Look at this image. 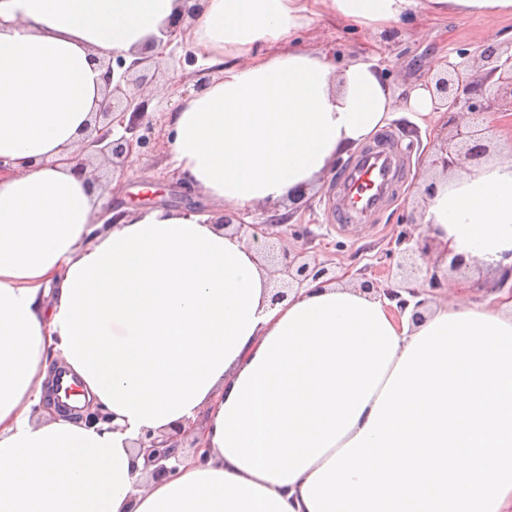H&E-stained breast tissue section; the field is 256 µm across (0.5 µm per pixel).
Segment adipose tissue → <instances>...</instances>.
Listing matches in <instances>:
<instances>
[{"mask_svg":"<svg viewBox=\"0 0 512 512\" xmlns=\"http://www.w3.org/2000/svg\"><path fill=\"white\" fill-rule=\"evenodd\" d=\"M220 75L170 113L176 169L239 214L312 186L397 110L371 56L291 49L311 24L386 26L512 0H200ZM186 0H0V512H512V295L411 322L342 284L272 302L270 275L215 216L143 208L104 225L73 157L104 100L102 58L152 47ZM434 239L512 265V158L441 180ZM61 359L73 408L33 415ZM192 428L207 462L151 480L130 446Z\"/></svg>","mask_w":512,"mask_h":512,"instance_id":"ef3b65f1","label":"adipose tissue"}]
</instances>
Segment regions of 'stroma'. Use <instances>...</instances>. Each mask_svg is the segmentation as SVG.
Returning a JSON list of instances; mask_svg holds the SVG:
<instances>
[{
  "instance_id": "stroma-1",
  "label": "stroma",
  "mask_w": 512,
  "mask_h": 512,
  "mask_svg": "<svg viewBox=\"0 0 512 512\" xmlns=\"http://www.w3.org/2000/svg\"><path fill=\"white\" fill-rule=\"evenodd\" d=\"M491 26L502 35L499 49L512 50V15L490 20L452 14L435 19L424 10L403 17L381 32L358 29L340 20L319 21L300 31L293 46L313 55H331L340 68L372 50H381L385 58L381 73L391 89L398 91L413 81H431L439 65L458 61L460 53L479 55L486 46L485 31ZM193 50L190 38L177 40L170 47L166 67L147 70L142 97L148 104V119L153 125L149 148L144 155L134 157L122 173L123 193L102 196V203L112 204L121 211L139 205L142 189L135 178L139 168L151 171L155 190L163 199H170L178 176L170 161L166 126L169 113L177 109L181 97L167 95L166 89L176 83L182 90L181 96H189L195 94L199 78L212 79L218 74L216 68L194 59ZM389 126L400 136L397 157L402 178L393 184L380 209L362 223L335 221L336 210L342 204L336 178L349 167L351 160L347 157L338 158L322 177L320 186L307 190L296 203L263 202L245 216V223L262 224L273 215L284 217L282 245L294 252L308 251L336 271L345 269L358 273L387 265L388 253L400 237L406 234L416 237L427 229L423 222H411L410 216L423 213L420 186L429 155L451 134L446 121L424 128L410 112L395 113ZM442 255L437 242L433 241L421 262L423 268L439 269L438 284L430 292L431 302H448V284L452 281L461 283L466 290L465 298L471 303L481 301L484 289L495 286L494 275L477 266L461 274L439 268Z\"/></svg>"
}]
</instances>
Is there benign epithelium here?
<instances>
[{
  "label": "benign epithelium",
  "instance_id": "1",
  "mask_svg": "<svg viewBox=\"0 0 512 512\" xmlns=\"http://www.w3.org/2000/svg\"><path fill=\"white\" fill-rule=\"evenodd\" d=\"M460 57L461 62L447 63L431 79L428 89L434 105L478 116L490 111L495 114L512 113V54L505 56L497 48L488 47L481 54L482 66L470 61L466 52L460 53ZM145 63L158 69L165 64V60L139 51L129 63L121 57L117 58L115 65L110 59L104 61L106 104L95 113L94 125L88 128L87 135L78 146L76 158L80 168H93L100 161L112 165L114 170L122 171L133 156L149 145L150 138L139 134L142 128L151 129L145 105L130 90V87H138L145 80L144 74L133 76L135 70ZM116 126L123 129L122 134H114ZM488 132L489 129L473 122L464 126L456 125L452 145H441L431 152L429 169L447 175L458 169L479 167L488 162L495 154ZM220 226L233 230L236 235L246 227L251 229L252 244L271 267L270 273L288 277L272 294L274 302L287 297V292L293 287L301 288L310 280L324 278L328 283L336 281V278L329 276L326 266L307 261L305 253L292 252L287 248L275 249L269 243L271 233L268 232V224H235L224 219L220 221ZM397 246L399 249L390 251L392 263L386 271L387 285L382 288L379 282L365 279L360 283V288L387 298L403 311L409 306L404 294L416 298L425 292V289L411 288L409 284L420 281L432 283L436 280V274L423 273L417 263L416 255L422 256L427 251L425 239H418L413 246H407L405 241L400 240ZM180 437L190 439L191 454L205 458L200 453L202 446L198 438H190V433L180 427L163 434L146 430L133 441L138 453L143 455L144 470L153 479L163 480L176 470V463L182 457L178 444Z\"/></svg>",
  "mask_w": 512,
  "mask_h": 512
}]
</instances>
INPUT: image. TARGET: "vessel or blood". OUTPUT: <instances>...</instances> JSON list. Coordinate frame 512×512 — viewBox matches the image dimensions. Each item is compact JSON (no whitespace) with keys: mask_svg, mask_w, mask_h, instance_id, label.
<instances>
[{"mask_svg":"<svg viewBox=\"0 0 512 512\" xmlns=\"http://www.w3.org/2000/svg\"><path fill=\"white\" fill-rule=\"evenodd\" d=\"M396 144L394 132L386 131L380 144L350 164L343 178L346 204L339 215L341 223H353L383 202L397 177L394 159Z\"/></svg>","mask_w":512,"mask_h":512,"instance_id":"vessel-or-blood-1","label":"vessel or blood"}]
</instances>
